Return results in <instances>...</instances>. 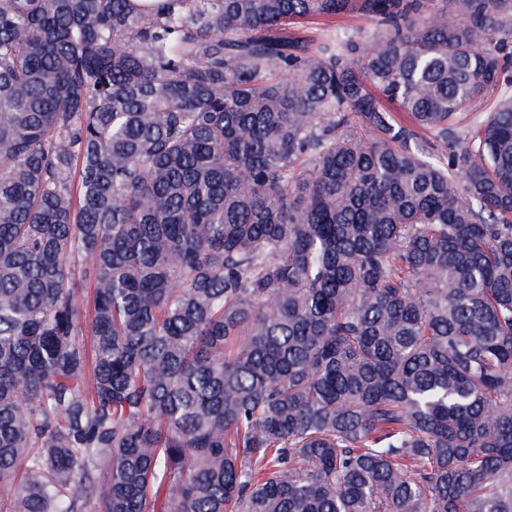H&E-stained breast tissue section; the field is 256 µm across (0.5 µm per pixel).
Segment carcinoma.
Returning a JSON list of instances; mask_svg holds the SVG:
<instances>
[{"label": "carcinoma", "mask_w": 512, "mask_h": 512, "mask_svg": "<svg viewBox=\"0 0 512 512\" xmlns=\"http://www.w3.org/2000/svg\"><path fill=\"white\" fill-rule=\"evenodd\" d=\"M504 84L512 0H0V512H512Z\"/></svg>", "instance_id": "cac0c4a2"}]
</instances>
